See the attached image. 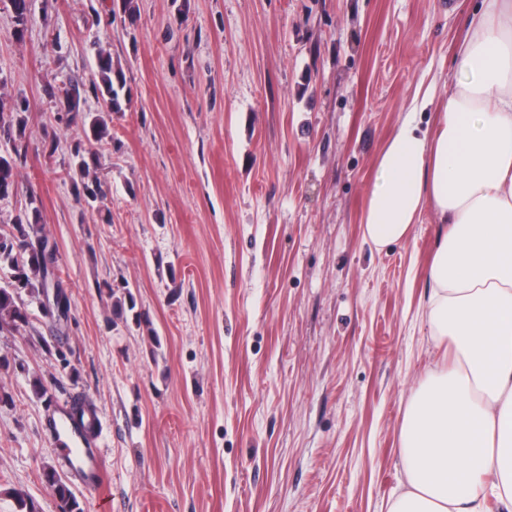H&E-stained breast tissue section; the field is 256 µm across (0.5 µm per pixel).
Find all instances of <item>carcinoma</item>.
Returning <instances> with one entry per match:
<instances>
[{
    "label": "carcinoma",
    "instance_id": "obj_1",
    "mask_svg": "<svg viewBox=\"0 0 512 512\" xmlns=\"http://www.w3.org/2000/svg\"><path fill=\"white\" fill-rule=\"evenodd\" d=\"M4 2L12 14L17 39L21 41L29 21V0ZM89 92L110 112L123 111V104L129 102L125 72L102 47L96 52L95 74L89 84L69 80L47 89L56 104L55 122L83 128L84 138L70 146L75 168L68 170V177L76 197L92 206L105 196V182L99 175L100 155L112 140L105 118L83 108ZM29 110L30 101L25 96L12 99L7 106L0 105V143L14 148L6 155L0 153V202L13 194L18 168L27 163ZM41 220L39 200L32 195L22 212L5 228H0V269L10 273L8 285L0 286V332L5 329L18 332L27 327L25 298L42 300L50 280L57 275L58 247L43 234ZM41 478L53 490L56 499L68 506L67 512H83L74 490L53 466L44 465Z\"/></svg>",
    "mask_w": 512,
    "mask_h": 512
}]
</instances>
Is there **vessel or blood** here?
I'll list each match as a JSON object with an SVG mask.
<instances>
[{
	"label": "vessel or blood",
	"instance_id": "b4317fda",
	"mask_svg": "<svg viewBox=\"0 0 512 512\" xmlns=\"http://www.w3.org/2000/svg\"><path fill=\"white\" fill-rule=\"evenodd\" d=\"M47 431L57 443L62 463L71 476L91 491H102L108 474L102 465V453L87 432L61 409L52 416Z\"/></svg>",
	"mask_w": 512,
	"mask_h": 512
}]
</instances>
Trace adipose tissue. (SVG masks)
<instances>
[{"mask_svg": "<svg viewBox=\"0 0 512 512\" xmlns=\"http://www.w3.org/2000/svg\"><path fill=\"white\" fill-rule=\"evenodd\" d=\"M452 71L386 138L358 219L380 250L441 226L421 314L444 359L408 403L387 512H512V0L467 11Z\"/></svg>", "mask_w": 512, "mask_h": 512, "instance_id": "ef3b65f1", "label": "adipose tissue"}]
</instances>
